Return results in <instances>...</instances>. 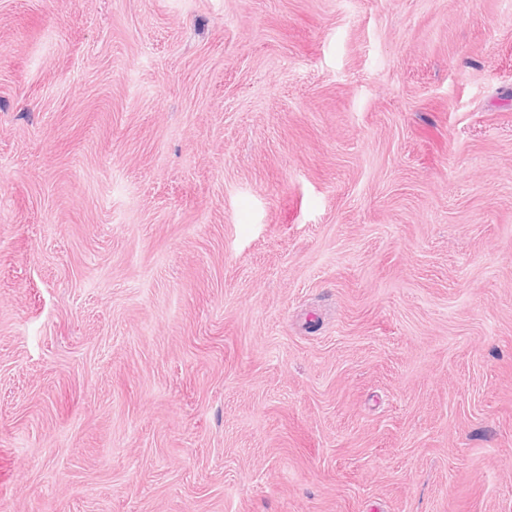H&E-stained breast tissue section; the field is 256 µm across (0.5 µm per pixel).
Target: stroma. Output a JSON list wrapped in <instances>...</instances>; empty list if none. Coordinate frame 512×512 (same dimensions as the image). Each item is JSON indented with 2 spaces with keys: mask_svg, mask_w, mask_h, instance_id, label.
Returning a JSON list of instances; mask_svg holds the SVG:
<instances>
[{
  "mask_svg": "<svg viewBox=\"0 0 512 512\" xmlns=\"http://www.w3.org/2000/svg\"><path fill=\"white\" fill-rule=\"evenodd\" d=\"M0 512H512V0H0Z\"/></svg>",
  "mask_w": 512,
  "mask_h": 512,
  "instance_id": "1",
  "label": "stroma"
}]
</instances>
